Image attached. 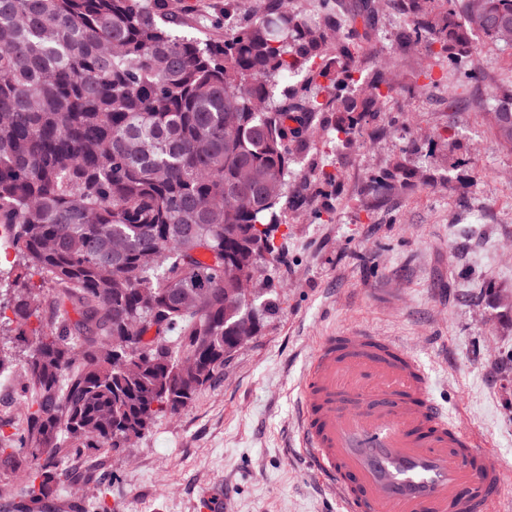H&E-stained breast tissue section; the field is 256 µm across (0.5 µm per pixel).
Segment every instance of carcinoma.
<instances>
[{
  "label": "carcinoma",
  "instance_id": "carcinoma-1",
  "mask_svg": "<svg viewBox=\"0 0 512 512\" xmlns=\"http://www.w3.org/2000/svg\"><path fill=\"white\" fill-rule=\"evenodd\" d=\"M157 2L0 0V237L22 269H0V322L28 349L25 425L0 419V465L28 469L15 512L91 483L62 468V449L118 457L220 379L238 319L224 292L242 276L269 288L290 216L333 218L340 174L296 169L316 130L348 147L380 121L403 125L380 110L399 59L368 61L385 3L320 0L313 17L256 0L214 41L174 34L179 0ZM389 2L400 47L427 42L415 91L438 87L437 66L478 79L480 40L512 47V0ZM286 75L296 82L276 91ZM493 99L491 129L512 147V83ZM421 149L408 142L360 196L416 187L406 155ZM249 308L260 330L276 299Z\"/></svg>",
  "mask_w": 512,
  "mask_h": 512
}]
</instances>
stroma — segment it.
I'll return each mask as SVG.
<instances>
[{
    "label": "stroma",
    "instance_id": "35a3bbf8",
    "mask_svg": "<svg viewBox=\"0 0 512 512\" xmlns=\"http://www.w3.org/2000/svg\"><path fill=\"white\" fill-rule=\"evenodd\" d=\"M225 0H181L174 30L224 36ZM401 17L383 15L370 53L405 69L428 59L401 49ZM485 81L451 70L427 94L398 84L385 108L396 131L352 148L329 142L319 159L341 171L335 218L284 230L286 261L272 274L275 312L224 366L223 377L174 417L156 421L122 456H101L110 512H344L300 443V386L324 337L389 336L422 363L433 399L474 431L504 470L497 512H512V151L482 120L494 86L512 82V54L482 48ZM459 85L456 108L448 88ZM451 128L455 150L411 155L424 182L380 203L358 191L408 139Z\"/></svg>",
    "mask_w": 512,
    "mask_h": 512
}]
</instances>
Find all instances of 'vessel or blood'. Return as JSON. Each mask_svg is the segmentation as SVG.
I'll use <instances>...</instances> for the list:
<instances>
[{
  "label": "vessel or blood",
  "instance_id": "vessel-or-blood-1",
  "mask_svg": "<svg viewBox=\"0 0 512 512\" xmlns=\"http://www.w3.org/2000/svg\"><path fill=\"white\" fill-rule=\"evenodd\" d=\"M301 446L346 512H493L503 469L394 339L329 336L302 383Z\"/></svg>",
  "mask_w": 512,
  "mask_h": 512
}]
</instances>
